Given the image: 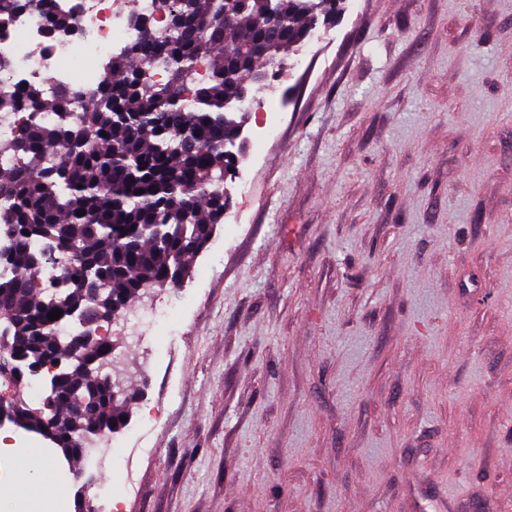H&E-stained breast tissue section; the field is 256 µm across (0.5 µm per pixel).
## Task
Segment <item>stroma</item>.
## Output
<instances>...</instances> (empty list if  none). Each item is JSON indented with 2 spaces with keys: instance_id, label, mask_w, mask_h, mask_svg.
Instances as JSON below:
<instances>
[{
  "instance_id": "1",
  "label": "stroma",
  "mask_w": 512,
  "mask_h": 512,
  "mask_svg": "<svg viewBox=\"0 0 512 512\" xmlns=\"http://www.w3.org/2000/svg\"><path fill=\"white\" fill-rule=\"evenodd\" d=\"M288 73L125 316L124 512H512V0H346Z\"/></svg>"
}]
</instances>
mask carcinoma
I'll return each mask as SVG.
<instances>
[{
	"label": "carcinoma",
	"mask_w": 512,
	"mask_h": 512,
	"mask_svg": "<svg viewBox=\"0 0 512 512\" xmlns=\"http://www.w3.org/2000/svg\"><path fill=\"white\" fill-rule=\"evenodd\" d=\"M335 0H237L224 25L225 0H166L184 22L146 37L112 57V79L79 116L66 100L22 90L33 108L29 122L0 153L20 159L0 168V242L14 269L0 279V323L7 364L0 373L20 380L49 365L44 403L18 398L0 411L35 431L68 458L80 441L127 425L133 392L117 387L105 367L107 341L85 345L81 333L62 339L58 325L93 313L124 316L145 292L165 286L204 252L224 220V154L238 121H224V101L268 58L282 66L295 55L308 21ZM37 6L0 0V20ZM47 34L72 27L66 14L45 17ZM207 60V74L195 67ZM161 67L166 80L149 72ZM56 114L47 121L45 113ZM84 215H78V212ZM64 256L61 278L44 282L48 256ZM61 310L51 321L48 314Z\"/></svg>",
	"instance_id": "cac0c4a2"
}]
</instances>
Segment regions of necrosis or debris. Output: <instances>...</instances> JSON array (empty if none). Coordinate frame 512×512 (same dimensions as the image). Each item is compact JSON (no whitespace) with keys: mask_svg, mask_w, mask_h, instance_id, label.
I'll return each mask as SVG.
<instances>
[{"mask_svg":"<svg viewBox=\"0 0 512 512\" xmlns=\"http://www.w3.org/2000/svg\"><path fill=\"white\" fill-rule=\"evenodd\" d=\"M122 0H41L0 27V54L8 65L0 71V142L13 139L30 110L21 91L37 86L44 99L70 96L69 110L85 111L111 76L112 57L140 36L125 21ZM70 11L74 30L47 35L46 14Z\"/></svg>","mask_w":512,"mask_h":512,"instance_id":"1","label":"necrosis or debris"}]
</instances>
